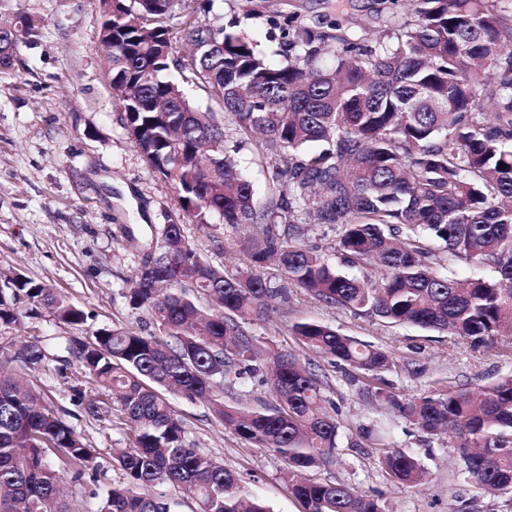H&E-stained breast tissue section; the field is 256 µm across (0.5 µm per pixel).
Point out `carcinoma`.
<instances>
[{
    "label": "carcinoma",
    "instance_id": "cac0c4a2",
    "mask_svg": "<svg viewBox=\"0 0 512 512\" xmlns=\"http://www.w3.org/2000/svg\"><path fill=\"white\" fill-rule=\"evenodd\" d=\"M175 0H112L101 37L112 38V94L122 99L133 147L177 196L173 223L138 266L128 305L152 313L160 335L99 328L79 351L93 409L113 396L132 445L113 462L123 480L98 512H177L161 488L191 494L200 512H271L242 493L236 474L185 441L162 392L211 406L240 439L277 453L305 512H382L343 483L298 478L336 461L340 425L324 409L312 363L268 353L247 320L266 321L302 289L329 307L388 324L451 330L474 345L512 332V0H407L402 23L350 39L276 23L283 62H269L231 21L218 35L194 21L195 51L169 52ZM38 20L0 24V71ZM207 98L201 110L189 96ZM224 112L217 117L214 108ZM250 145L269 165L259 206L226 142ZM252 229L237 241L250 271L227 274L184 235L183 220ZM336 231L337 267L309 231ZM490 274L462 280L456 264ZM41 309L72 325L89 314L23 275L0 287V328ZM290 333L307 350L351 367L374 399L393 404L422 432L458 439L461 471L490 495L512 492V374L472 390L436 387L407 403L379 373L399 367L386 350L318 321ZM66 362L37 339L0 345V512H59L61 474L97 469V449L49 414L30 376ZM259 376L276 401L248 413L224 403L243 376ZM400 484L421 479L413 456L385 451Z\"/></svg>",
    "mask_w": 512,
    "mask_h": 512
}]
</instances>
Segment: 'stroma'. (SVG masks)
Wrapping results in <instances>:
<instances>
[{"instance_id":"stroma-1","label":"stroma","mask_w":512,"mask_h":512,"mask_svg":"<svg viewBox=\"0 0 512 512\" xmlns=\"http://www.w3.org/2000/svg\"><path fill=\"white\" fill-rule=\"evenodd\" d=\"M252 5L256 16L241 17L239 29L270 49L280 40L275 22L287 15L301 26L356 36L387 18L381 0ZM19 13L42 18L43 27L19 47L13 68L0 72V274L19 272L48 284L89 320L76 326L45 310L0 331V341L72 344L106 326L156 332L150 311L131 309L124 292L178 203L128 140L105 77L101 0H0V19ZM184 231L211 265L229 274L247 268L245 254L225 247L222 224L188 223ZM301 321L330 324L400 359L402 369L383 374L400 403L448 382L475 389L512 373L506 356L512 334L474 345L446 332L328 307L299 289L284 312L251 326L263 348L313 361L326 377L325 406L341 425L339 446L335 462L312 469L311 478L345 483L377 498L386 512H512V497L489 496L458 472L448 435L424 434L397 407L376 402L349 366L312 356L288 331ZM34 382L52 414L98 451L95 475L64 485L70 512H98L103 489L122 479L113 455L131 443L119 405L91 411L74 401L52 368L36 373ZM169 402L187 444L234 471L244 490L272 512H303L277 455L241 440L208 405L181 396ZM389 448L414 455L424 480L408 486L388 480L379 460Z\"/></svg>"}]
</instances>
